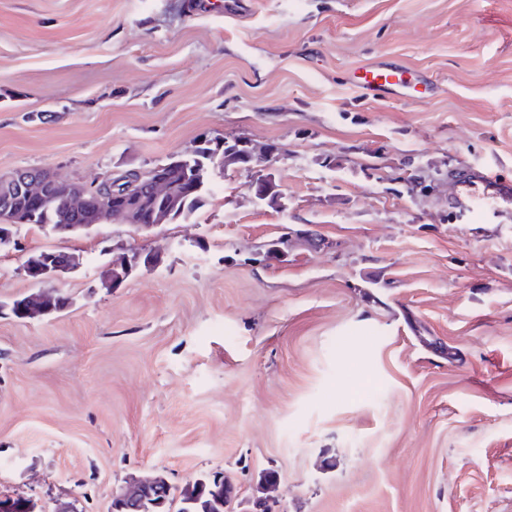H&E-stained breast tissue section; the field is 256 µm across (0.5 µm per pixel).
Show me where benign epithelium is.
I'll return each instance as SVG.
<instances>
[{"label":"benign epithelium","instance_id":"7a95c632","mask_svg":"<svg viewBox=\"0 0 512 512\" xmlns=\"http://www.w3.org/2000/svg\"><path fill=\"white\" fill-rule=\"evenodd\" d=\"M279 148L274 145L258 147L249 141L234 139L224 141V154H214L213 161L217 166H224L244 159L240 169L252 170L257 164H264L271 169L277 160ZM181 170L184 179L191 178L189 162L183 156L172 158L166 165L155 168L150 173L149 195L155 201H163L165 208L158 210L154 207L145 208L139 203L142 194L138 190L123 193L114 192L110 195L91 196L85 189L73 185H61L62 199L68 209L84 216L80 224H73L64 229V232L73 235L90 230L94 225L104 220L130 224L138 229H150L166 221L169 213L174 209L180 197L173 191L171 182L172 172ZM57 180L44 170L17 171L7 177L0 178V185L16 192L28 202V207H40L46 203L47 185L56 184ZM253 199L257 203L268 201L270 196L280 197L276 193V184L273 175L257 177L250 183ZM29 211L12 209L5 217V223L0 224V250L9 249L15 245V232L19 226L27 223ZM150 264L152 257L141 258V254L134 252L131 255L112 263L108 285H116L128 276L139 263ZM78 263V257L73 254H64V259L58 258L54 251L43 252L41 263L28 259L24 264L27 276L37 275L33 282L43 285V288L25 297L23 306L29 317L48 315L57 308H65L68 302L57 288H46L44 284L62 278L71 272ZM170 483L162 475L133 481L129 483L112 500V512H154V509L163 505V495Z\"/></svg>","mask_w":512,"mask_h":512}]
</instances>
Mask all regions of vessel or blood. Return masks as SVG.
<instances>
[{
    "instance_id": "1",
    "label": "vessel or blood",
    "mask_w": 512,
    "mask_h": 512,
    "mask_svg": "<svg viewBox=\"0 0 512 512\" xmlns=\"http://www.w3.org/2000/svg\"><path fill=\"white\" fill-rule=\"evenodd\" d=\"M358 86L375 91L386 88L393 94H403L407 88L401 69L379 65L362 67L355 74ZM455 207L462 219L491 217L499 223L512 222V183L499 179L491 172L474 168L463 175Z\"/></svg>"
}]
</instances>
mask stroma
I'll use <instances>...</instances> for the list:
<instances>
[{
	"instance_id": "1",
	"label": "stroma",
	"mask_w": 512,
	"mask_h": 512,
	"mask_svg": "<svg viewBox=\"0 0 512 512\" xmlns=\"http://www.w3.org/2000/svg\"><path fill=\"white\" fill-rule=\"evenodd\" d=\"M185 2L0 0V175L90 189L207 136L279 147L283 194L231 166L184 220L19 228L1 304L30 252L79 265L65 311L0 315V494L272 472L275 512H512V223L451 208L456 168L512 178V0ZM374 63L426 92H363ZM140 261L141 254L139 252H132L131 255H128L119 261L112 262L108 285L112 286L121 282L133 269L137 267Z\"/></svg>"
}]
</instances>
